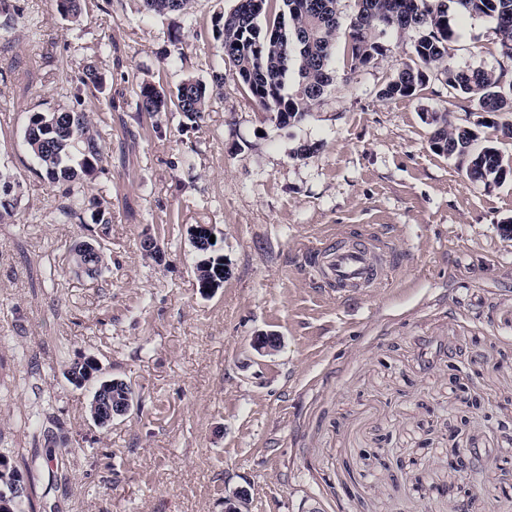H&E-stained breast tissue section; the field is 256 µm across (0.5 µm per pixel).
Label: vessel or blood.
Instances as JSON below:
<instances>
[{"label":"vessel or blood","instance_id":"vessel-or-blood-1","mask_svg":"<svg viewBox=\"0 0 512 512\" xmlns=\"http://www.w3.org/2000/svg\"><path fill=\"white\" fill-rule=\"evenodd\" d=\"M323 276L333 288L346 291L361 288L383 278L385 268L379 267L377 257L369 242L337 244L325 255Z\"/></svg>","mask_w":512,"mask_h":512}]
</instances>
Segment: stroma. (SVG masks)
<instances>
[{
    "label": "stroma",
    "mask_w": 512,
    "mask_h": 512,
    "mask_svg": "<svg viewBox=\"0 0 512 512\" xmlns=\"http://www.w3.org/2000/svg\"><path fill=\"white\" fill-rule=\"evenodd\" d=\"M10 2L0 166L21 188L0 223V456L28 481L25 512H224L239 485L249 512H512V180L471 181L433 151L426 113L477 119L437 72L381 97L416 32H387L353 72L336 44L333 84L283 126L221 59L215 21L237 0L154 16L142 0H85L78 25L57 0ZM493 27L455 18L450 63L499 69ZM91 62L103 162L84 189L112 222L88 228L59 223L65 187L24 131L32 113L78 109ZM218 72L224 94L198 128L137 116L133 85ZM193 224L213 225L228 270L212 294L196 285ZM342 232L386 247L385 279L344 295L321 280L312 250ZM91 237L108 263L93 280L69 264ZM265 332L275 353L252 346ZM87 357L96 378L75 386L65 372ZM111 378L134 401L101 428L86 407Z\"/></svg>",
    "instance_id": "35a3bbf8"
}]
</instances>
